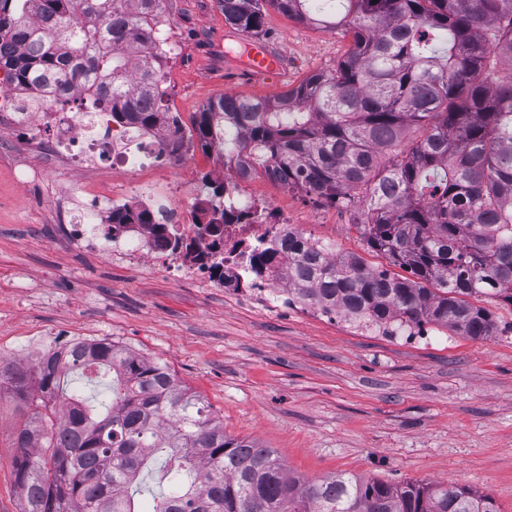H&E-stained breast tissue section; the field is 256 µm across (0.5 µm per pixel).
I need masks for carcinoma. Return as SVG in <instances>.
<instances>
[{
  "label": "carcinoma",
  "instance_id": "carcinoma-1",
  "mask_svg": "<svg viewBox=\"0 0 512 512\" xmlns=\"http://www.w3.org/2000/svg\"><path fill=\"white\" fill-rule=\"evenodd\" d=\"M126 2L0 0V70L20 86L93 87L114 122L166 123L148 22L158 0ZM311 2L217 0L239 32L260 35L273 9L351 44L336 70L276 98L211 101L195 123L201 148L354 208L369 249L410 273L292 238L288 292L301 303L379 326L490 335L487 312L467 297L512 301V0H330L318 13ZM75 372L112 374L111 406L65 393ZM3 389L36 409L15 433L22 512H140L129 489L146 473L166 489L155 512H500L467 486L291 477L272 449L224 435L166 366L110 342L64 365H0Z\"/></svg>",
  "mask_w": 512,
  "mask_h": 512
}]
</instances>
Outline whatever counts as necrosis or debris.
<instances>
[{"label": "necrosis or debris", "instance_id": "necrosis-or-debris-1", "mask_svg": "<svg viewBox=\"0 0 512 512\" xmlns=\"http://www.w3.org/2000/svg\"><path fill=\"white\" fill-rule=\"evenodd\" d=\"M91 89L79 85L59 93L47 85L0 87V121H12L37 133L50 127L52 149L76 166L91 168L103 163L123 177L111 194L84 191L81 211L67 227L70 238L89 248L110 249L114 260L149 267L176 281L209 286L223 283L247 288L252 294L279 306L288 304V239L301 230L288 214L247 192L248 177L240 171L224 176V207L228 223L208 234L200 222L201 201L191 200L188 180L169 183L160 195L146 194L135 174L187 163L194 155L184 142L180 157L165 149L167 130L158 126L140 134L113 123L102 108L72 111ZM144 213L147 224H122V215ZM277 246L279 258L263 274L253 270V254Z\"/></svg>", "mask_w": 512, "mask_h": 512}]
</instances>
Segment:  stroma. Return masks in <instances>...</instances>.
<instances>
[{"instance_id":"obj_1","label":"stroma","mask_w":512,"mask_h":512,"mask_svg":"<svg viewBox=\"0 0 512 512\" xmlns=\"http://www.w3.org/2000/svg\"><path fill=\"white\" fill-rule=\"evenodd\" d=\"M180 56L167 60L169 111L184 135L219 96L276 97L315 71L335 69L351 39L272 11L264 46L277 74L243 73L248 39L215 0H164ZM21 127L0 125V361L30 365L52 332L70 327L166 365L202 395L233 439L274 449L291 475L338 472L389 484L469 486L512 512V302L481 295L492 320L471 338L430 323L423 336L298 303L281 310L243 293L134 269L74 243L66 214L82 189L112 190V171L72 167L50 148L51 130L23 147ZM248 193L288 212L334 250L373 269L354 209L318 203L265 178ZM31 415L0 395V512H20L14 434Z\"/></svg>"}]
</instances>
